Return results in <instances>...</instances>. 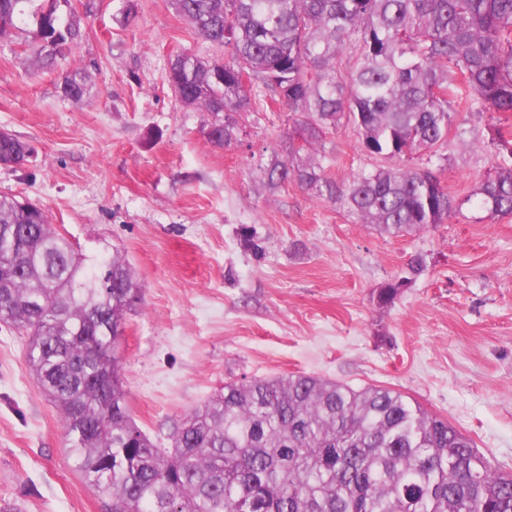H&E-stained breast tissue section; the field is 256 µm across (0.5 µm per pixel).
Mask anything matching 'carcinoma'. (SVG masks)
Masks as SVG:
<instances>
[{
    "label": "carcinoma",
    "instance_id": "1",
    "mask_svg": "<svg viewBox=\"0 0 512 512\" xmlns=\"http://www.w3.org/2000/svg\"><path fill=\"white\" fill-rule=\"evenodd\" d=\"M224 57L180 53L168 82L211 116L208 141L238 144L235 115L264 97L288 106V159L271 190L293 183L382 234L442 224L455 201L441 184L458 99L512 112V0H173ZM0 41L31 24L34 66L54 70L84 38L70 0H0ZM357 54L342 67L350 42ZM224 67V82L213 75ZM94 84L62 72L82 104ZM349 128L371 156L409 161L341 179L325 174V139ZM0 133V161H26ZM476 188L491 217L512 214V139ZM0 323L26 336V364L63 422L69 452L103 512H512L498 472L448 420L402 392L297 374L224 383L172 422L161 448L134 422L117 339L142 301L119 255L85 257L41 207L0 192Z\"/></svg>",
    "mask_w": 512,
    "mask_h": 512
}]
</instances>
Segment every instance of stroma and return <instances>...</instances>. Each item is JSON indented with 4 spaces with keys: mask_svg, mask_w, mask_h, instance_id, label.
Returning <instances> with one entry per match:
<instances>
[{
    "mask_svg": "<svg viewBox=\"0 0 512 512\" xmlns=\"http://www.w3.org/2000/svg\"><path fill=\"white\" fill-rule=\"evenodd\" d=\"M82 25L65 65L95 83L84 104L60 97L57 72L33 73L27 31L0 42V130L33 149L0 167V191L39 203L79 251L121 254L134 270L144 298L118 356L136 424L165 448L173 420L225 382L310 374L403 392L512 473V215L489 218L472 197L512 113L456 106L440 180L462 206L393 237L295 184L264 187L286 105L253 101L241 145L206 140L208 115L177 101L168 64L224 51L171 0H96ZM325 149L336 179L377 164L345 128ZM417 254L425 271L379 305ZM25 347L0 325V504L102 512Z\"/></svg>",
    "mask_w": 512,
    "mask_h": 512,
    "instance_id": "obj_1",
    "label": "stroma"
}]
</instances>
